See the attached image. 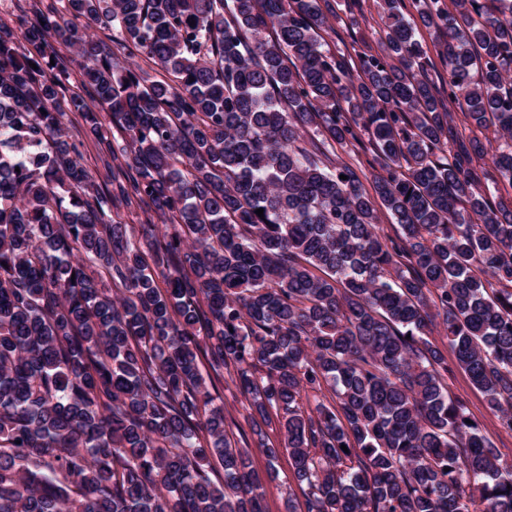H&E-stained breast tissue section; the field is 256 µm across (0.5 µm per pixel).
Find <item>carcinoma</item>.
Listing matches in <instances>:
<instances>
[{
	"label": "carcinoma",
	"mask_w": 512,
	"mask_h": 512,
	"mask_svg": "<svg viewBox=\"0 0 512 512\" xmlns=\"http://www.w3.org/2000/svg\"><path fill=\"white\" fill-rule=\"evenodd\" d=\"M328 2L0 20V512H264L228 382L305 512H512L432 341L512 432V0H383L380 51L347 54ZM336 160L352 163L354 167L358 168L363 184L366 188L370 189L371 173L374 171L370 165V161H372L370 152H363L358 146L348 145L340 147L337 145ZM224 415L227 417L228 422L230 419H235L238 424L248 433L250 436V427L247 423L246 407L248 402L246 399L238 394L235 389L225 390L224 389Z\"/></svg>",
	"instance_id": "carcinoma-1"
}]
</instances>
